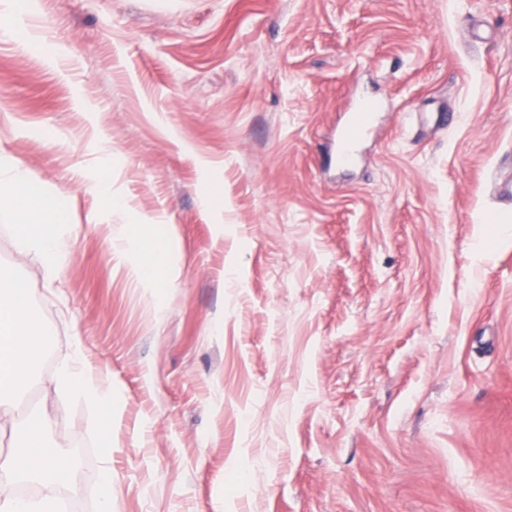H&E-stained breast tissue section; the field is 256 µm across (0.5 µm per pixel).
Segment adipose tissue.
I'll return each mask as SVG.
<instances>
[{"label": "adipose tissue", "mask_w": 512, "mask_h": 512, "mask_svg": "<svg viewBox=\"0 0 512 512\" xmlns=\"http://www.w3.org/2000/svg\"><path fill=\"white\" fill-rule=\"evenodd\" d=\"M0 206L13 210L15 239L29 252L42 258L48 275L64 265L70 241L64 232L65 219L45 186L14 160L0 156ZM150 224L144 223L118 239V252L136 251L141 255L140 277L154 286L166 287L173 279L164 267V244L152 241ZM31 293L19 281L0 278V423L10 424L16 449L0 456V473L17 481L41 485L37 498L0 499V512H62L55 495L65 467L48 443L50 422L41 412L16 420L14 411L34 383L31 357L44 337L30 314ZM56 385L77 395L103 413L112 411V392L101 387L81 356L63 362L54 374Z\"/></svg>", "instance_id": "adipose-tissue-1"}]
</instances>
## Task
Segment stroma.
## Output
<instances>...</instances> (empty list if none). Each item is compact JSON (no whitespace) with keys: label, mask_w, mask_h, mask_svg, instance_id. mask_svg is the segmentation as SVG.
Segmentation results:
<instances>
[{"label":"stroma","mask_w":512,"mask_h":512,"mask_svg":"<svg viewBox=\"0 0 512 512\" xmlns=\"http://www.w3.org/2000/svg\"><path fill=\"white\" fill-rule=\"evenodd\" d=\"M0 12L40 38L0 39V152L71 241L48 281L0 209L45 336L15 416H48L69 512L106 477L114 512H512V0ZM142 217L178 271L161 291L113 248ZM77 348L111 415L55 387ZM356 114L359 116L360 124L358 126L345 128L339 138L338 150L344 161H349L353 158L348 149V145L362 136L369 122L370 112H357Z\"/></svg>","instance_id":"35a3bbf8"}]
</instances>
